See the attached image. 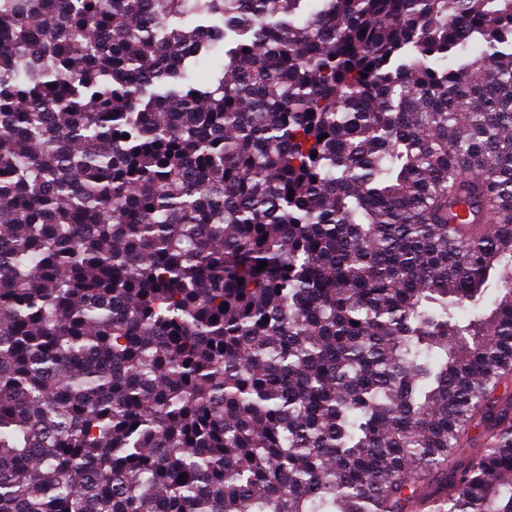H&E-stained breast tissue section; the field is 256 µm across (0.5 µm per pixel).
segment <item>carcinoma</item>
<instances>
[{
    "label": "carcinoma",
    "mask_w": 512,
    "mask_h": 512,
    "mask_svg": "<svg viewBox=\"0 0 512 512\" xmlns=\"http://www.w3.org/2000/svg\"><path fill=\"white\" fill-rule=\"evenodd\" d=\"M511 385L512 0H0V512H512Z\"/></svg>",
    "instance_id": "carcinoma-1"
}]
</instances>
